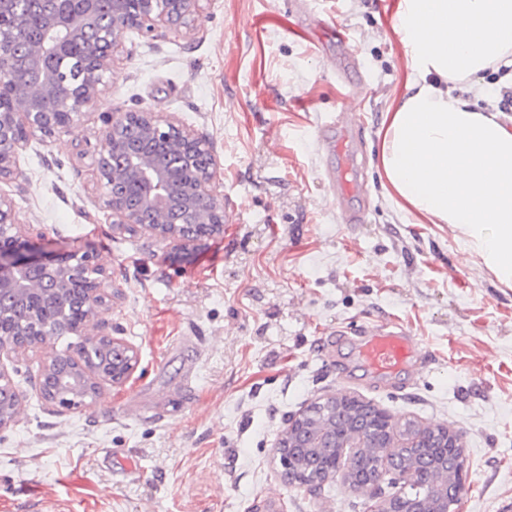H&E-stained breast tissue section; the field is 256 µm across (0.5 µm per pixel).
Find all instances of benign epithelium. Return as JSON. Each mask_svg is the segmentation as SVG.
Wrapping results in <instances>:
<instances>
[{
	"label": "benign epithelium",
	"instance_id": "1",
	"mask_svg": "<svg viewBox=\"0 0 512 512\" xmlns=\"http://www.w3.org/2000/svg\"><path fill=\"white\" fill-rule=\"evenodd\" d=\"M204 0H112V25L96 28L95 5L99 0H84L79 11H70L65 0L46 19L44 33L29 50V66L17 63L5 29L14 35L22 33V24L14 11L15 0H0V75L14 79L10 104L0 109V181L14 173L16 157L33 136L52 138L66 127L79 123L104 90L106 74L112 72L114 57L123 48L126 35L136 30L153 33L163 30L178 37L187 35ZM95 31L88 42V55L81 62L78 83L68 88L61 107L48 109L44 102L57 96L59 82L54 70L57 60L66 56L71 43ZM135 124L143 136L164 137L173 147L190 156L211 154L209 144L192 130L164 121L151 112L112 113L107 120L103 143L94 158L97 181L103 190L106 208L112 217V228L119 232H144L159 242L189 249L205 238L224 230V198L217 192L215 162L191 177L185 192L173 183L169 171L145 158L135 156L133 170L142 187L139 206L132 207L112 192V184L123 173L110 167V156L124 147L123 134ZM104 268L89 253L48 254L16 223L10 198L0 194V293L9 292L31 305L29 323L20 332L0 319V393H13L9 409L0 408V429L9 427L19 412L20 395L12 374L15 363L29 353L42 356L37 385L44 400L64 409L87 406L99 392L100 385L120 386L137 369L136 348L121 338L100 330L101 315L112 308V296L101 288ZM73 292V309L69 333L78 341L59 351L54 342L45 339L47 328L58 317L48 310L53 291ZM109 344L127 356L123 372L105 374L90 360L89 345ZM378 436L375 446L385 449L388 457L400 456L406 448H423L432 444L450 448L460 463L448 484L456 487L455 501H460L465 488L468 460L459 432L448 427L414 424L411 434L399 433L392 416L376 409ZM307 412L290 418L278 439L274 456L282 466L292 468L289 448L321 452L326 448H363L368 443L365 432L346 430L306 431Z\"/></svg>",
	"mask_w": 512,
	"mask_h": 512
}]
</instances>
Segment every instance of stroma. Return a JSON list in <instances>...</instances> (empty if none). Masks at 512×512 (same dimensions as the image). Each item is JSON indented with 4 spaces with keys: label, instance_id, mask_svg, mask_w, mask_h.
Wrapping results in <instances>:
<instances>
[{
    "label": "stroma",
    "instance_id": "35a3bbf8",
    "mask_svg": "<svg viewBox=\"0 0 512 512\" xmlns=\"http://www.w3.org/2000/svg\"><path fill=\"white\" fill-rule=\"evenodd\" d=\"M398 0H207L188 36L128 33L90 113L31 137L0 182L19 224L54 252L106 270L104 333L138 351L122 385L86 408L45 402L39 359L19 364L23 398L0 430V512H368L375 489L335 477L289 484L272 450L319 398L354 396L457 430L468 457L459 512L512 501V288L466 262L445 224L400 209L378 174L382 122L412 78ZM350 37L357 67L300 9ZM358 84L368 219L342 223L317 131ZM147 111L206 138L232 215L191 250L120 233L93 158L112 113ZM394 322L412 363L370 373L346 324Z\"/></svg>",
    "mask_w": 512,
    "mask_h": 512
}]
</instances>
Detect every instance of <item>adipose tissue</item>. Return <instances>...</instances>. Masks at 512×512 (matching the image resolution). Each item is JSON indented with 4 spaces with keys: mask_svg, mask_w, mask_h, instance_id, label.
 I'll use <instances>...</instances> for the list:
<instances>
[{
    "mask_svg": "<svg viewBox=\"0 0 512 512\" xmlns=\"http://www.w3.org/2000/svg\"><path fill=\"white\" fill-rule=\"evenodd\" d=\"M397 31L413 79L384 121L385 185L512 288V116L447 89L512 66V0H400Z\"/></svg>",
    "mask_w": 512,
    "mask_h": 512,
    "instance_id": "1",
    "label": "adipose tissue"
}]
</instances>
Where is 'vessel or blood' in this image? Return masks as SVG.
Masks as SVG:
<instances>
[{
	"label": "vessel or blood",
	"mask_w": 512,
	"mask_h": 512,
	"mask_svg": "<svg viewBox=\"0 0 512 512\" xmlns=\"http://www.w3.org/2000/svg\"><path fill=\"white\" fill-rule=\"evenodd\" d=\"M358 120L336 118L324 124L319 143L337 157L335 166L327 168L326 175L336 186V207L345 224H361L367 209L361 203L362 141ZM417 343L404 327L382 324L373 327L369 337L363 338L358 354L366 368L377 375H389L406 367L414 358Z\"/></svg>",
	"instance_id": "b4317fda"
}]
</instances>
